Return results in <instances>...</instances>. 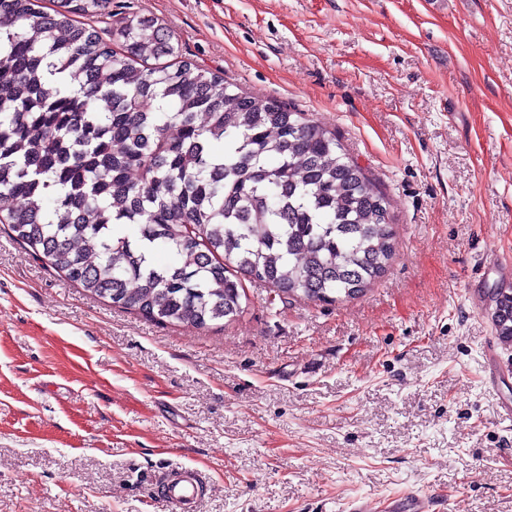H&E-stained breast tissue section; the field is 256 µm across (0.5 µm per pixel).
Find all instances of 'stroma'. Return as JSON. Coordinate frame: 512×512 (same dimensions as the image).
Returning <instances> with one entry per match:
<instances>
[{
	"label": "stroma",
	"mask_w": 512,
	"mask_h": 512,
	"mask_svg": "<svg viewBox=\"0 0 512 512\" xmlns=\"http://www.w3.org/2000/svg\"><path fill=\"white\" fill-rule=\"evenodd\" d=\"M180 59L334 130L389 196L395 254L359 298L173 326L78 288L0 229V512H348L429 494L512 512V0H112ZM500 297V298H499ZM496 328L498 336L512 342V292L499 290L495 294ZM499 301V302H498ZM498 303L500 308H497ZM190 473V474H188ZM202 481L195 471L167 481L164 502L169 512H194Z\"/></svg>",
	"instance_id": "1"
}]
</instances>
